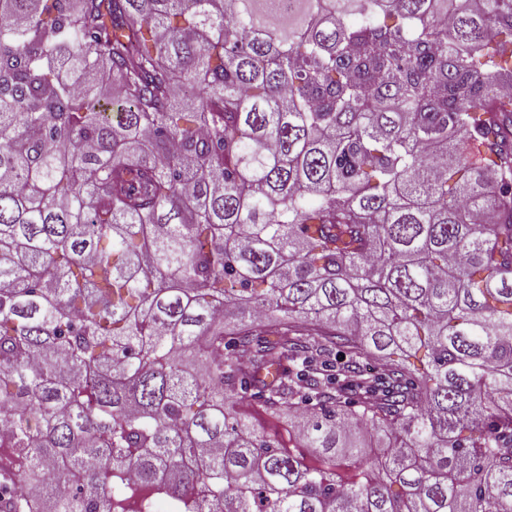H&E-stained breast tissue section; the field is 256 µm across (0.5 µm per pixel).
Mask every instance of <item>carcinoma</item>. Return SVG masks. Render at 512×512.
Wrapping results in <instances>:
<instances>
[{
  "mask_svg": "<svg viewBox=\"0 0 512 512\" xmlns=\"http://www.w3.org/2000/svg\"><path fill=\"white\" fill-rule=\"evenodd\" d=\"M504 85L512 0H0V512H512Z\"/></svg>",
  "mask_w": 512,
  "mask_h": 512,
  "instance_id": "1",
  "label": "carcinoma"
}]
</instances>
